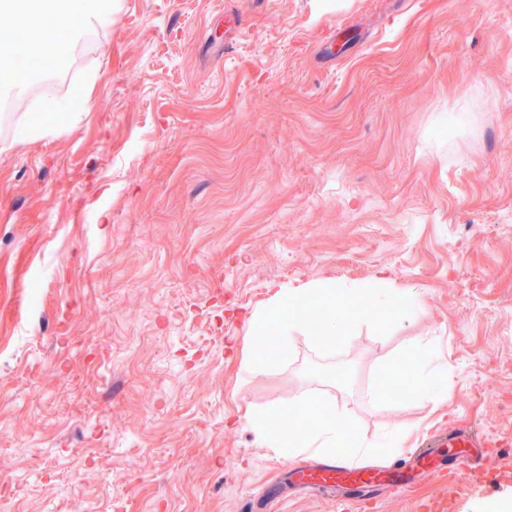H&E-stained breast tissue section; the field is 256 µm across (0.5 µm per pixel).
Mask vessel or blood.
<instances>
[{"label":"vessel or blood","instance_id":"vessel-or-blood-1","mask_svg":"<svg viewBox=\"0 0 512 512\" xmlns=\"http://www.w3.org/2000/svg\"><path fill=\"white\" fill-rule=\"evenodd\" d=\"M421 465L433 463L432 449L425 448L410 453L408 462ZM408 462H392L374 468L337 459L323 463L296 464L287 470V480L294 489L336 496L345 504L368 507L377 497L382 486L403 488L408 481ZM448 469L456 489V498L473 497L496 486L504 477L503 471L486 467L472 456L461 457L450 463ZM456 498L436 497L421 504V512H455Z\"/></svg>","mask_w":512,"mask_h":512}]
</instances>
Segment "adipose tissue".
<instances>
[{"mask_svg":"<svg viewBox=\"0 0 512 512\" xmlns=\"http://www.w3.org/2000/svg\"><path fill=\"white\" fill-rule=\"evenodd\" d=\"M0 13L13 20L11 27L0 29V89L19 93L25 81V60L63 58L68 42L111 21L112 0H0ZM414 299L412 290L393 287L383 276L368 284H317L302 295L286 294L253 314L245 367L260 373L273 366L275 359L263 355L272 337L280 344L277 359H287L297 333L307 330L309 315L321 317L322 335L336 337L348 326L372 319L377 311L402 321ZM324 413L320 425L306 431L281 411L250 414L246 421L262 445L289 457L364 455L366 443L349 438L342 428L350 420L348 412L329 406Z\"/></svg>","mask_w":512,"mask_h":512,"instance_id":"1","label":"adipose tissue"}]
</instances>
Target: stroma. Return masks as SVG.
<instances>
[{"mask_svg": "<svg viewBox=\"0 0 512 512\" xmlns=\"http://www.w3.org/2000/svg\"><path fill=\"white\" fill-rule=\"evenodd\" d=\"M81 72L76 124L0 125L8 512H242L292 463L246 414L305 397L374 464L469 424L512 471V0H112L48 77ZM382 274L406 320L245 369L257 309ZM433 355L447 403L390 392ZM449 492L421 472L375 512ZM273 512L354 510L288 487Z\"/></svg>", "mask_w": 512, "mask_h": 512, "instance_id": "obj_1", "label": "stroma"}]
</instances>
